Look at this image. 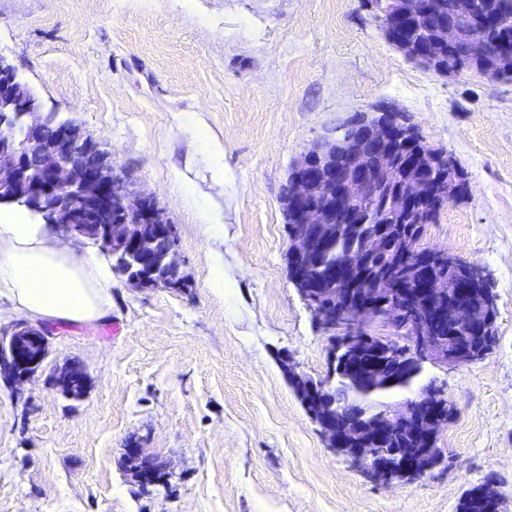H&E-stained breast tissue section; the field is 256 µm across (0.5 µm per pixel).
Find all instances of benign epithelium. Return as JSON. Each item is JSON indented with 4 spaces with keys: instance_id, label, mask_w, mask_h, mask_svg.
Returning <instances> with one entry per match:
<instances>
[{
    "instance_id": "7a95c632",
    "label": "benign epithelium",
    "mask_w": 512,
    "mask_h": 512,
    "mask_svg": "<svg viewBox=\"0 0 512 512\" xmlns=\"http://www.w3.org/2000/svg\"><path fill=\"white\" fill-rule=\"evenodd\" d=\"M389 41L426 69L444 75L448 50L490 79L512 75V35L473 0H454L451 20L438 21L435 0H395ZM467 24L461 34L458 23ZM464 188L454 158L431 146L393 110L348 117L320 135L291 166L283 210L289 231L288 278L328 336L327 369L315 380L281 359L326 448L381 484L409 485L443 465L438 446L448 425L444 391L430 383L396 404L332 394L345 379H366L422 367H460L488 356L497 304L475 264L423 243L434 209ZM16 205L74 241L90 240L135 288H177L182 282L176 226L150 197L137 196L107 154L75 123L42 111L40 100L0 57V205ZM344 231L350 247L325 262V246ZM49 354L46 334L18 325L0 337V379L18 387ZM53 385L81 398L85 367L66 363ZM399 440L401 447L383 444ZM129 472L140 487L160 481L138 437L128 439ZM478 494L495 512L502 498L492 482Z\"/></svg>"
}]
</instances>
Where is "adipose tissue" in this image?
<instances>
[{"label": "adipose tissue", "instance_id": "ef3b65f1", "mask_svg": "<svg viewBox=\"0 0 512 512\" xmlns=\"http://www.w3.org/2000/svg\"><path fill=\"white\" fill-rule=\"evenodd\" d=\"M34 320L91 322L112 309V268L51 235L31 214L0 206V298Z\"/></svg>", "mask_w": 512, "mask_h": 512}]
</instances>
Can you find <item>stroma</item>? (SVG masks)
<instances>
[{"instance_id":"35a3bbf8","label":"stroma","mask_w":512,"mask_h":512,"mask_svg":"<svg viewBox=\"0 0 512 512\" xmlns=\"http://www.w3.org/2000/svg\"><path fill=\"white\" fill-rule=\"evenodd\" d=\"M0 56L165 210L186 278L116 275L105 319L41 322L49 363L90 385L0 384V512H456L486 480L512 512V79L424 69L365 0H0ZM386 107L461 167L424 243L483 267L498 304L490 355L418 380L452 410L447 468L389 487L327 450L280 362L326 371L288 281L289 170L325 128ZM134 434L164 485L124 471ZM53 385L62 394L70 398L79 399L84 396L88 388L89 376L85 367L79 362L65 363L62 367L56 368L52 374ZM84 383V387L75 396V384Z\"/></svg>"}]
</instances>
